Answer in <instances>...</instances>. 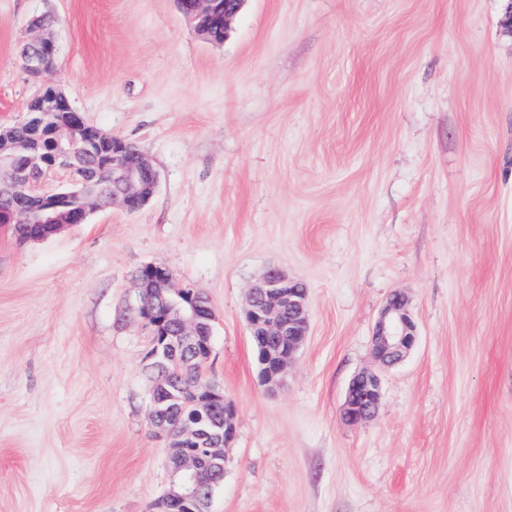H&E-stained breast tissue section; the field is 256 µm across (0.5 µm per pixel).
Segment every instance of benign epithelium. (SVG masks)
Returning a JSON list of instances; mask_svg holds the SVG:
<instances>
[{
    "instance_id": "7a95c632",
    "label": "benign epithelium",
    "mask_w": 512,
    "mask_h": 512,
    "mask_svg": "<svg viewBox=\"0 0 512 512\" xmlns=\"http://www.w3.org/2000/svg\"><path fill=\"white\" fill-rule=\"evenodd\" d=\"M246 0H177L180 12L200 21L221 18L224 34ZM33 36L25 43L23 68L34 81L55 65L56 48L50 27L43 17L28 24ZM47 112L59 113L51 129L53 144L48 155H32L18 162L11 155H0V184L5 183L30 203L41 201L45 209L55 208L63 193L45 194L42 183L54 170L68 173V194H86L88 206L79 219L83 224L91 212L104 203H117L129 212L138 210L155 192L159 173L150 160L130 150L120 138L96 132L91 135L83 116L54 86L44 85L31 99L22 124L36 131L44 125ZM111 141L109 164L112 176L119 179L117 190L98 192L92 187L101 182L102 170L91 163L99 138ZM135 287L139 290L137 311L145 321L153 343L145 361L167 360L180 353V381L163 386L153 383L149 412L158 435L168 442L171 484L165 500L191 505L190 512H207L215 489L223 479L209 475L208 468L224 467L227 449L236 436V411L224 392L208 383L202 366L210 351V339L203 337L200 308L193 292L178 288L172 272L151 265L141 269ZM247 324L252 340L259 345L258 361L263 381L279 387L288 366L302 347L309 329L307 293L299 283L277 268L268 269L249 289ZM416 325L405 297L396 293L382 310L373 330L372 350L382 366L398 363L413 348ZM192 398L198 418H180L184 397ZM381 400V379L374 370H363L350 381L342 407L343 418L359 423L372 418Z\"/></svg>"
}]
</instances>
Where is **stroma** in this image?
<instances>
[{"mask_svg":"<svg viewBox=\"0 0 512 512\" xmlns=\"http://www.w3.org/2000/svg\"><path fill=\"white\" fill-rule=\"evenodd\" d=\"M505 0H247L223 44L177 0H0V125L54 19L57 86L160 175L140 209L19 242L0 226V512H156L149 264L213 312L204 376L237 411L208 512H512V31ZM271 267L309 334L268 390L246 322ZM415 347L380 367L390 295ZM380 370L376 415L341 416ZM34 35L25 43L23 68L34 81H40L42 76L55 65L56 48L50 36L51 26H46L42 16L33 17L28 24Z\"/></svg>","mask_w":512,"mask_h":512,"instance_id":"35a3bbf8","label":"stroma"}]
</instances>
